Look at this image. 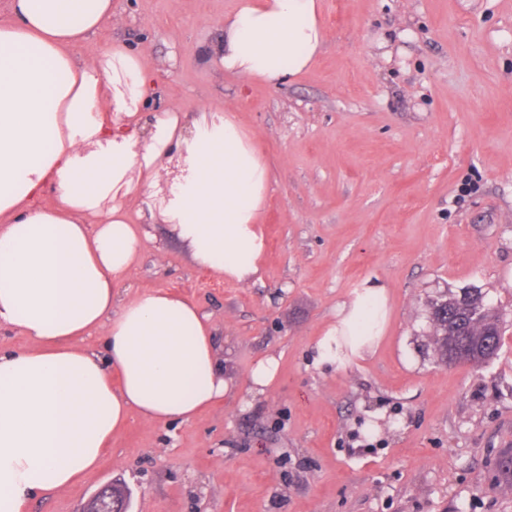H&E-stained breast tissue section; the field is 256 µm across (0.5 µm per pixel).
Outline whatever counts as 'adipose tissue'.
<instances>
[{"mask_svg":"<svg viewBox=\"0 0 512 512\" xmlns=\"http://www.w3.org/2000/svg\"><path fill=\"white\" fill-rule=\"evenodd\" d=\"M112 17V0H11L0 17V328L30 341L0 349V512L94 472L131 416L188 423L234 389L195 304L153 290L113 310L146 236L129 200L171 225L199 268L238 283L261 273L269 163L225 114L142 121L143 53L112 49L97 70L78 56ZM324 40L318 0H238L212 51L276 87ZM387 313L385 284L365 281L337 305L316 364H341L344 345L359 354ZM93 336L102 349L86 346Z\"/></svg>","mask_w":512,"mask_h":512,"instance_id":"1","label":"adipose tissue"}]
</instances>
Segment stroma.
Returning <instances> with one entry per match:
<instances>
[{
	"instance_id": "obj_1",
	"label": "stroma",
	"mask_w": 512,
	"mask_h": 512,
	"mask_svg": "<svg viewBox=\"0 0 512 512\" xmlns=\"http://www.w3.org/2000/svg\"><path fill=\"white\" fill-rule=\"evenodd\" d=\"M112 2L82 62L143 50L149 113L232 114L270 162L264 268L215 277L148 225L119 302L194 303L235 389L187 424L131 418L92 475L28 512H79L112 481L132 512H512V0H319L320 54L277 88L201 54L236 0ZM369 278L386 285L383 336L315 367L312 343ZM467 287L497 307L504 347L436 364L426 303ZM271 354L275 380L248 395Z\"/></svg>"
}]
</instances>
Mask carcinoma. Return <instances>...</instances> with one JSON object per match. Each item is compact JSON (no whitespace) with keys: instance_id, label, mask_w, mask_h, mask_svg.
I'll use <instances>...</instances> for the list:
<instances>
[{"instance_id":"cac0c4a2","label":"carcinoma","mask_w":512,"mask_h":512,"mask_svg":"<svg viewBox=\"0 0 512 512\" xmlns=\"http://www.w3.org/2000/svg\"><path fill=\"white\" fill-rule=\"evenodd\" d=\"M427 318L432 327L430 345L440 364H448V352L457 349L464 362L479 366L496 358L503 346L498 310L479 288L430 300Z\"/></svg>"}]
</instances>
